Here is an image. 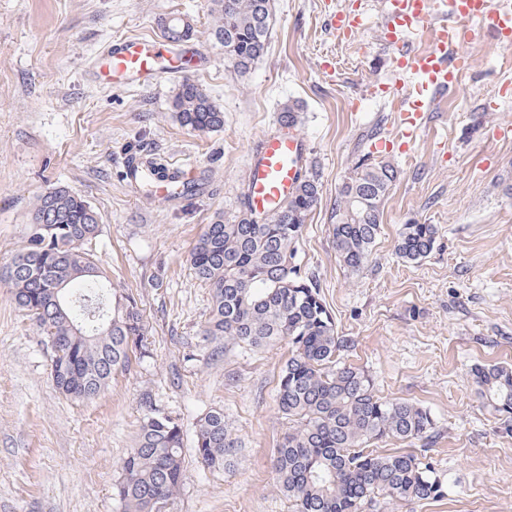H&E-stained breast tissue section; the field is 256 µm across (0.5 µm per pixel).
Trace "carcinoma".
Segmentation results:
<instances>
[{
  "label": "carcinoma",
  "instance_id": "obj_1",
  "mask_svg": "<svg viewBox=\"0 0 512 512\" xmlns=\"http://www.w3.org/2000/svg\"><path fill=\"white\" fill-rule=\"evenodd\" d=\"M217 13L213 38L235 66L248 70L265 53L272 23L271 0H211ZM193 35L190 24L164 28L181 43ZM171 108L181 126L219 131L224 113L201 85L190 79L175 89ZM146 186L167 180L173 194L188 196L195 184L166 177L150 166ZM398 179L384 161L364 159L341 188L342 205L333 213V239L346 268L355 272L372 259L383 224V202ZM319 198L318 183L306 176L295 192L267 218L244 209L226 223L207 225L190 253L195 279L210 288L212 310L204 335L242 348L292 347L276 393L288 433L277 448L274 472L292 512H367L378 499L412 503L446 494L432 464L413 452L382 453L385 438H429L436 421L431 411L375 394L364 370L340 361L349 339L321 297L314 277L295 262L294 243ZM100 214L68 188L56 187L34 206L26 245L0 269V284L36 321L53 349L51 377L65 395L97 398L112 374L129 364L132 346L144 348V324L133 297L112 300V283L85 244L96 237ZM434 224L402 225L396 254L418 263L434 250ZM85 325L81 336L71 326ZM475 382L493 411L512 415V368L478 366ZM183 434L172 417L145 414L138 442L122 465L116 496L122 512H156L177 493L183 471ZM237 447L224 413L201 418L196 448L207 468H223Z\"/></svg>",
  "mask_w": 512,
  "mask_h": 512
}]
</instances>
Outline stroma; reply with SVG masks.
<instances>
[{
  "label": "stroma",
  "instance_id": "1",
  "mask_svg": "<svg viewBox=\"0 0 512 512\" xmlns=\"http://www.w3.org/2000/svg\"><path fill=\"white\" fill-rule=\"evenodd\" d=\"M348 0H272L265 55L239 71L211 32L210 0H0V265L26 244L37 198L62 185L102 216L88 248L117 293L143 316L146 355L132 353L94 401L56 389L52 350L0 285V512H118L114 487L147 410L184 433V472L162 512H290L275 483L288 430L275 395L291 349L243 350L203 334L209 288L190 268L207 224L242 208L248 157L299 107L319 200L296 244L340 335L344 361L364 369L385 399L427 407L432 442H380L425 450L445 477V498L383 502L379 512H512V421L484 408L474 367H512V47L488 33L464 49L469 66L404 152L377 148L396 134L390 105L372 95L393 77L380 40L378 0H357L364 27L343 38L327 26ZM188 16L199 56L190 72L146 86L100 85L94 71L112 44L158 38ZM334 57L336 73L321 64ZM208 91L224 127H182L171 100L183 79ZM399 178L383 204L375 255L360 271L340 262L330 216L364 154ZM159 157L201 182L190 198L160 199L124 180L125 157ZM437 225V244L414 264L395 254L402 225ZM223 412L237 440L229 467L204 468L196 426Z\"/></svg>",
  "mask_w": 512,
  "mask_h": 512
}]
</instances>
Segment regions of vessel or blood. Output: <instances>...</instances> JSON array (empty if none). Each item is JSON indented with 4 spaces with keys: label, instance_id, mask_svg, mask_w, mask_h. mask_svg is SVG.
<instances>
[{
    "label": "vessel or blood",
    "instance_id": "obj_1",
    "mask_svg": "<svg viewBox=\"0 0 512 512\" xmlns=\"http://www.w3.org/2000/svg\"><path fill=\"white\" fill-rule=\"evenodd\" d=\"M380 16L397 75L374 91L396 112L398 136L409 140L421 131L427 112L465 68L462 46L471 37L469 23H483L499 44L512 45V5L507 0H380ZM360 24L361 17L352 7L328 17L330 29L345 37ZM423 32L428 35L426 46L414 47L415 37ZM188 64L185 58L170 60L160 43L136 38L113 44L99 76L110 84H150L167 68L184 70ZM307 165L305 140L293 129L262 136L247 169L248 208L261 216L275 212Z\"/></svg>",
    "mask_w": 512,
    "mask_h": 512
}]
</instances>
